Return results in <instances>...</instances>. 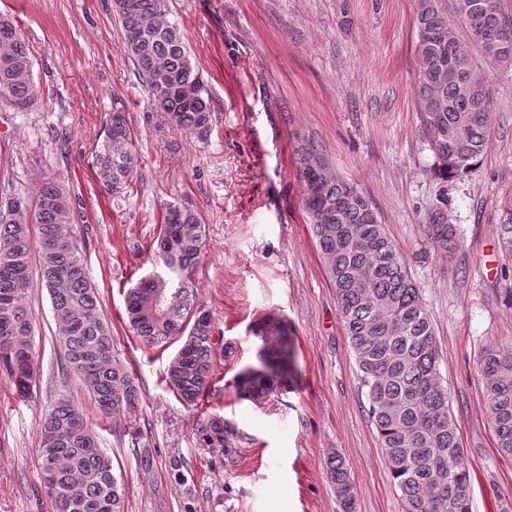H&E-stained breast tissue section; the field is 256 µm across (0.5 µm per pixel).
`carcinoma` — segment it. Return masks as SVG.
I'll use <instances>...</instances> for the list:
<instances>
[{"mask_svg": "<svg viewBox=\"0 0 512 512\" xmlns=\"http://www.w3.org/2000/svg\"><path fill=\"white\" fill-rule=\"evenodd\" d=\"M474 7L462 20L470 43L485 52L494 45V66L512 67V11ZM128 55L146 79L151 100L182 129L203 138L211 128L205 89L183 38L163 9V0H113ZM417 98L430 143L434 175L462 180L481 162L491 136L492 95L483 65L450 35L448 0H416ZM36 97L33 51L16 20L0 15V102L26 110ZM136 145L125 114H110L95 155L104 187L121 193L135 175ZM322 158L313 143L301 148L299 179L303 208L336 290L338 310L364 386L390 477L404 512H471V478L447 390L440 382L433 326L419 288L371 202L331 173L314 182L302 175L309 159ZM36 225L32 236L30 225ZM71 198L54 179L30 197H0V368L26 398L35 382L31 318L26 300L32 250L56 319V343L66 370L78 378L104 415L133 409L139 401L132 376L112 353V329L100 295L90 282L82 242L74 230ZM433 249L448 257L457 233L447 217L431 214L423 225ZM500 241L512 255V205L500 225ZM206 245L194 211L169 205L156 238L159 270L128 289L126 313L132 332L157 348L181 339L165 382L184 403L194 404L213 385V318L198 302L193 274ZM262 359L279 369L273 377L240 375V395L252 399L288 388L292 352L282 321L270 316L253 329ZM484 393L496 446L512 456V349L487 348L480 360ZM209 448H223L224 420L200 423ZM40 469L55 512H120L121 485L112 459L100 448L87 415L61 398L41 425ZM330 477L345 512L354 488L340 455L329 457Z\"/></svg>", "mask_w": 512, "mask_h": 512, "instance_id": "obj_1", "label": "carcinoma"}]
</instances>
